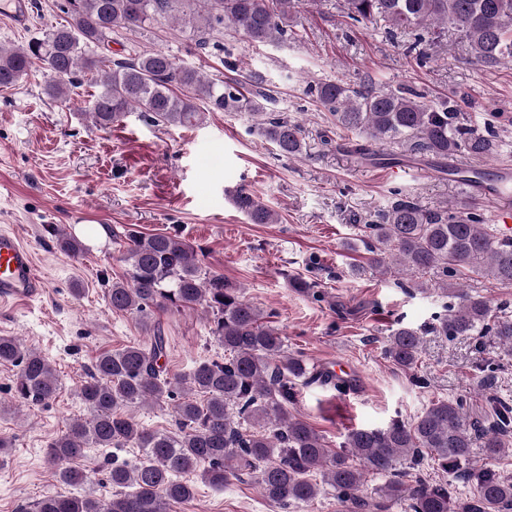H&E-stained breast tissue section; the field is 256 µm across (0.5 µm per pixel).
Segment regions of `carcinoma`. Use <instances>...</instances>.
<instances>
[{
  "label": "carcinoma",
  "instance_id": "obj_1",
  "mask_svg": "<svg viewBox=\"0 0 512 512\" xmlns=\"http://www.w3.org/2000/svg\"><path fill=\"white\" fill-rule=\"evenodd\" d=\"M185 1L195 5L188 14L180 13L179 4ZM301 2L61 0L67 24L22 46L0 45V88L15 86L37 65L50 77L47 94L65 98L88 76L98 91L86 113L104 129L131 112L157 126L181 127L197 125L203 110L247 112L253 128L281 155L298 157L303 153L301 125L270 107L273 95L261 74L217 80L162 50L134 58H112L98 50L115 31L163 20L193 29L201 47L221 30L248 44L279 45L298 38L288 30V15ZM344 14L354 23L380 18L416 33L409 52L421 64L431 58L423 33L442 26L461 35L473 63L485 68L512 65V0H345ZM309 91L337 129L366 136L368 143L350 146L364 160H378L371 144L404 146L438 163L459 154L488 157L498 148L494 130L475 133L461 122L453 102L430 103L411 88L384 90L370 83L354 88L329 81L311 85ZM233 201L253 224L278 221L273 210L245 189ZM480 206L468 198L429 210L396 193L365 225L371 257L352 272L437 273L450 302L432 330L449 338L491 333L512 354V319L494 314L487 298L461 287L470 273L512 285V238L489 232ZM124 261L125 272L112 281L108 303L115 312L142 318L153 336L95 358L78 392L88 415L73 420L48 444L46 459L61 483L74 486L84 483L85 475L71 463L85 457L87 449L136 448L138 453L110 470L112 497L100 498L90 488L58 493L41 498L36 512H170L171 505L194 497L186 479L194 473L218 488L246 474L266 499L282 508L310 503L327 487L360 509L366 502L358 492L367 475L388 474L403 461L417 466L424 451L445 473L474 483V497L463 512H512V478L472 465L475 422L464 399L435 400L407 424L353 429L334 452L288 409L296 381L310 374L306 362L288 353L278 330L242 288L203 269L194 248L175 235L127 234ZM197 306L211 314L210 333L227 358L171 376L160 364L167 355V338L151 323L153 312ZM421 341L417 330L400 325L387 337L385 355L411 369ZM0 365L17 368L11 390L19 402L41 405L55 397L58 378L50 362L18 338L0 336ZM174 399L173 431L148 430L132 414L145 407L162 409ZM489 406L490 425L481 439L487 458L496 459L512 451V406L495 398ZM385 495L409 501L410 512H452L455 507L449 483L410 488L393 481L385 486Z\"/></svg>",
  "mask_w": 512,
  "mask_h": 512
}]
</instances>
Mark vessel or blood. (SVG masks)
I'll use <instances>...</instances> for the list:
<instances>
[{
  "label": "vessel or blood",
  "mask_w": 512,
  "mask_h": 512,
  "mask_svg": "<svg viewBox=\"0 0 512 512\" xmlns=\"http://www.w3.org/2000/svg\"><path fill=\"white\" fill-rule=\"evenodd\" d=\"M0 14L7 15L16 26L25 27L29 19L28 0H0ZM479 188L485 199L495 205L494 222L512 225V168L494 169ZM43 288L30 249L15 233L0 230V300L30 301L38 298Z\"/></svg>",
  "instance_id": "b4317fda"
}]
</instances>
